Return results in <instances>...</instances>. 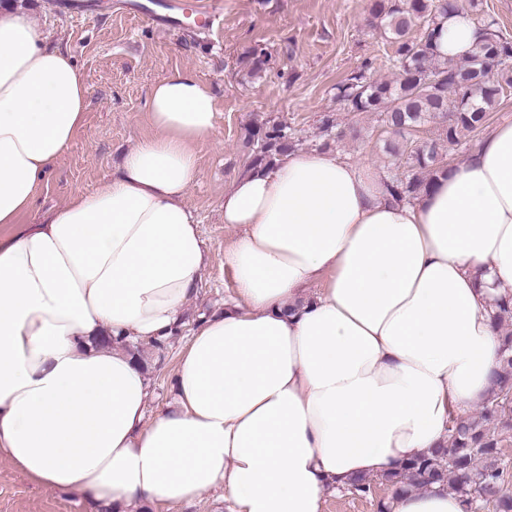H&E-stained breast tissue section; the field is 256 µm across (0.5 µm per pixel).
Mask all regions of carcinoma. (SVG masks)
<instances>
[{"instance_id": "cac0c4a2", "label": "carcinoma", "mask_w": 512, "mask_h": 512, "mask_svg": "<svg viewBox=\"0 0 512 512\" xmlns=\"http://www.w3.org/2000/svg\"><path fill=\"white\" fill-rule=\"evenodd\" d=\"M461 9L459 0H372L370 15L393 47L388 62L393 79H373L359 71L336 85V100L353 113L374 112L391 137L386 150L406 156L407 170L387 181L390 195L411 201L444 168L440 151L453 153L462 138L483 131L496 104L512 94V41L488 20L478 26L474 48L464 57L443 59L438 39L444 20ZM423 25L416 35L414 27ZM437 122L438 137L415 144L409 154L403 141L427 122ZM249 168H272L277 158L296 149L295 131L283 123L252 122L241 134ZM512 333L503 335L499 368L491 394L479 415L452 420L448 445L416 456L379 476L353 477L347 489L360 496L375 481L397 492L424 489L434 483L465 498L466 512H512V492L501 462L498 442L487 435L489 425L512 428Z\"/></svg>"}]
</instances>
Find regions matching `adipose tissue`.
<instances>
[{
	"label": "adipose tissue",
	"mask_w": 512,
	"mask_h": 512,
	"mask_svg": "<svg viewBox=\"0 0 512 512\" xmlns=\"http://www.w3.org/2000/svg\"><path fill=\"white\" fill-rule=\"evenodd\" d=\"M476 27L450 18L442 58ZM88 110L70 52L0 7V457L90 512L190 503L321 512L329 486L380 475L445 443L451 414L483 404L500 361L492 323L512 298V123L414 202L372 165L284 154L224 191L236 288L173 370L172 405L147 419L126 341L176 336L207 263L185 202L217 104L189 68L148 95L154 132L103 189L22 224ZM313 283L322 290L304 301ZM110 335L114 346L95 340ZM392 512H464L435 486Z\"/></svg>",
	"instance_id": "1"
}]
</instances>
